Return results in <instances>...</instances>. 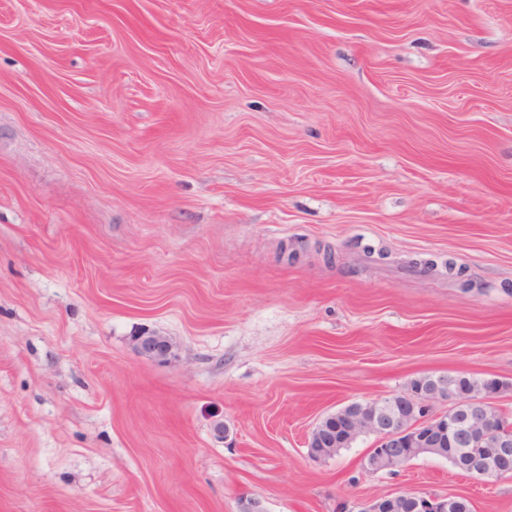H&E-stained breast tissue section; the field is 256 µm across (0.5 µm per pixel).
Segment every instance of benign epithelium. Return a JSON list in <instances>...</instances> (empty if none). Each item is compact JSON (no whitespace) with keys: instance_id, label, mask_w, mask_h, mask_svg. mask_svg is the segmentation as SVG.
<instances>
[{"instance_id":"obj_1","label":"benign epithelium","mask_w":512,"mask_h":512,"mask_svg":"<svg viewBox=\"0 0 512 512\" xmlns=\"http://www.w3.org/2000/svg\"><path fill=\"white\" fill-rule=\"evenodd\" d=\"M136 350L147 357L165 359L173 353L168 338L151 331L135 337ZM456 391L436 381L427 388L414 389L406 395L384 401L352 403L353 414L344 417L340 426L352 435L366 432L376 437L369 449L363 470L377 475L405 465V461L423 455H446L461 448V467L478 479H502L512 475V423L500 429L491 426L483 401L456 403L444 413L432 412V402L450 399ZM389 448H402L404 453L393 457ZM400 499L412 502L411 512H464L462 497L424 492L403 491L356 502L348 512H391L389 507Z\"/></svg>"}]
</instances>
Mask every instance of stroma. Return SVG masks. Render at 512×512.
Listing matches in <instances>:
<instances>
[{
    "mask_svg": "<svg viewBox=\"0 0 512 512\" xmlns=\"http://www.w3.org/2000/svg\"><path fill=\"white\" fill-rule=\"evenodd\" d=\"M461 374L512 418V0H0V512H512L307 455ZM135 348L141 355L165 359L173 353L174 346L165 336L145 331L135 337ZM400 499L411 500L412 509L409 512L467 511L466 507H464L461 502L462 499L467 500L464 497L456 495H437L415 491L386 494L366 502H356L351 506L347 505L346 509L350 512H395L394 510H389L390 508L384 506V504L388 503V505L395 506V503Z\"/></svg>",
    "mask_w": 512,
    "mask_h": 512,
    "instance_id": "35a3bbf8",
    "label": "stroma"
}]
</instances>
